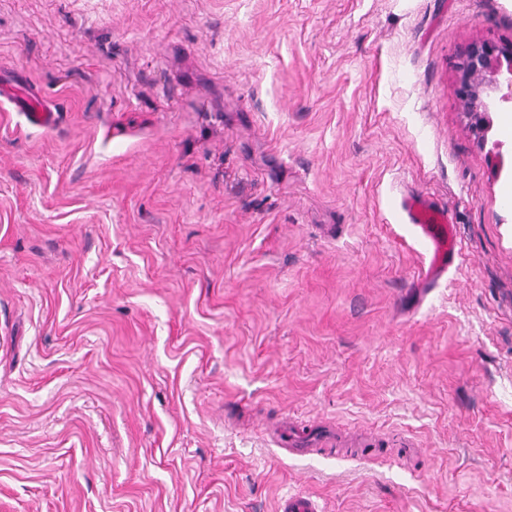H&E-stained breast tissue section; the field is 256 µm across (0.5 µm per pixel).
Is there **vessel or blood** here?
I'll return each instance as SVG.
<instances>
[{
	"label": "vessel or blood",
	"instance_id": "obj_1",
	"mask_svg": "<svg viewBox=\"0 0 512 512\" xmlns=\"http://www.w3.org/2000/svg\"><path fill=\"white\" fill-rule=\"evenodd\" d=\"M26 110L29 121L35 126L48 129L56 122V113L38 99H28ZM401 207L409 223L413 224L429 245L428 276L433 278L445 272L457 253L453 227L447 211L418 196L404 198ZM278 512H320V508L310 497L291 493L280 499Z\"/></svg>",
	"mask_w": 512,
	"mask_h": 512
}]
</instances>
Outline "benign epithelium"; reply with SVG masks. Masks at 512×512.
<instances>
[{
    "mask_svg": "<svg viewBox=\"0 0 512 512\" xmlns=\"http://www.w3.org/2000/svg\"><path fill=\"white\" fill-rule=\"evenodd\" d=\"M457 97L477 142L485 146L492 127L493 107L512 106V41L477 42L457 63Z\"/></svg>",
    "mask_w": 512,
    "mask_h": 512,
    "instance_id": "1",
    "label": "benign epithelium"
}]
</instances>
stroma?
Returning <instances> with one entry per match:
<instances>
[{"label":"stroma","instance_id":"1","mask_svg":"<svg viewBox=\"0 0 512 512\" xmlns=\"http://www.w3.org/2000/svg\"><path fill=\"white\" fill-rule=\"evenodd\" d=\"M474 41L512 0H0V512H512ZM25 102L28 119L33 125L49 129L55 124L57 114L40 100L31 98L26 99ZM401 207L409 223L413 224L429 245L427 275L434 278L445 272L457 254L448 211L427 203L420 196L404 198ZM279 512H320V508L310 497L301 493L284 495L278 504Z\"/></svg>","mask_w":512,"mask_h":512}]
</instances>
